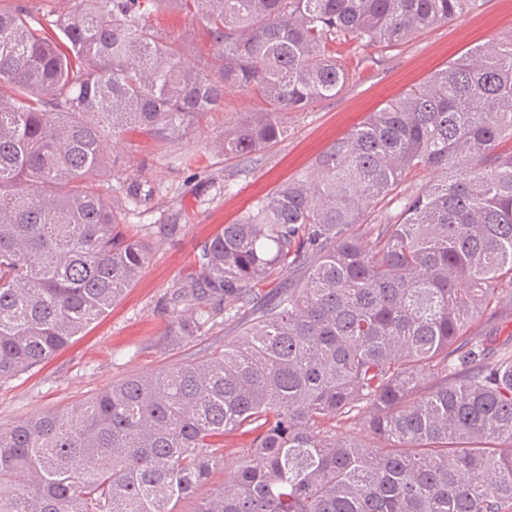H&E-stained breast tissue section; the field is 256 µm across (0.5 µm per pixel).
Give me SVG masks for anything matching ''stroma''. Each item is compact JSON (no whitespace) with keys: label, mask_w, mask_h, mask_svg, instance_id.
Returning a JSON list of instances; mask_svg holds the SVG:
<instances>
[{"label":"stroma","mask_w":512,"mask_h":512,"mask_svg":"<svg viewBox=\"0 0 512 512\" xmlns=\"http://www.w3.org/2000/svg\"><path fill=\"white\" fill-rule=\"evenodd\" d=\"M164 27L186 43L189 64L212 57L210 42L191 17L166 19ZM511 35L512 0H476L463 17L418 32L364 62L336 97L290 114L287 133L244 161L225 157L215 145L225 126L262 107L260 99L235 89L225 91L223 106L188 140L165 148L137 140L119 171L98 181L97 188L118 198L126 176L138 173L151 182L152 195L124 217L128 229L149 243V262L138 283L83 335L46 362L0 379V425L73 406L128 377L203 356L236 336L240 321L217 309L204 331L176 345L167 342L178 311L173 298L196 276L202 245L253 202L311 171L322 152L371 112L475 46Z\"/></svg>","instance_id":"1"}]
</instances>
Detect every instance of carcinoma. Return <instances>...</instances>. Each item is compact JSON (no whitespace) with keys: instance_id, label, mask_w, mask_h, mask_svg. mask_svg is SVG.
Returning <instances> with one entry per match:
<instances>
[{"instance_id":"carcinoma-1","label":"carcinoma","mask_w":512,"mask_h":512,"mask_svg":"<svg viewBox=\"0 0 512 512\" xmlns=\"http://www.w3.org/2000/svg\"><path fill=\"white\" fill-rule=\"evenodd\" d=\"M475 0H72L0 6V379L69 344L140 279L146 243L94 181L112 142L186 138L224 89L264 102L224 129V155L280 139L288 114L372 57ZM192 17L202 67L158 17ZM512 35L448 63L336 140L313 171L206 242L169 335L224 303L240 334L203 359L136 375L63 410L0 426V512H178L252 439L195 512H512V351L471 335L512 284ZM440 177L403 194L416 169ZM389 199L397 215L361 232ZM307 275L260 304L277 270ZM364 419L375 447L321 428ZM250 439L249 436H241L239 434L224 436V447L220 452L224 455V464H221L213 471L208 483L201 488L199 492L200 497L208 496L211 492L220 488L225 481L232 478L236 469V462L246 453Z\"/></svg>"}]
</instances>
